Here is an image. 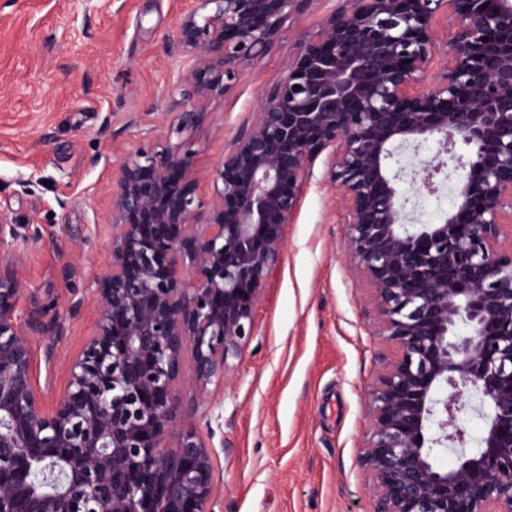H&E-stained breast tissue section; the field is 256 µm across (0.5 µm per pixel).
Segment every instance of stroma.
Listing matches in <instances>:
<instances>
[{
    "mask_svg": "<svg viewBox=\"0 0 512 512\" xmlns=\"http://www.w3.org/2000/svg\"><path fill=\"white\" fill-rule=\"evenodd\" d=\"M342 3L311 0L277 43L240 67L188 138L198 164L214 166L232 148L300 35ZM190 4L0 0V211L43 234L23 272L21 306L55 324V388L97 320L89 303L69 316L68 302L106 264L105 247L79 254L71 243L106 223L122 152L166 141L164 115L181 107L186 66L174 47L177 21ZM347 233L319 157L265 283L256 334L196 411L202 423L220 417L209 441L224 512H373L358 458L370 429L367 394L395 348L374 330Z\"/></svg>",
    "mask_w": 512,
    "mask_h": 512,
    "instance_id": "1",
    "label": "stroma"
}]
</instances>
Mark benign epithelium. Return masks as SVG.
I'll list each match as a JSON object with an SVG mask.
<instances>
[{"mask_svg":"<svg viewBox=\"0 0 512 512\" xmlns=\"http://www.w3.org/2000/svg\"><path fill=\"white\" fill-rule=\"evenodd\" d=\"M309 2L193 0L182 17L193 103L166 113L164 146L119 161L106 267L89 289L98 321L50 404L33 368L40 352L52 360L54 324L20 308L43 235L0 212V512H218L214 447L183 390L223 386L254 336L285 226L325 152L346 254L396 348L369 392L359 456L374 512H512V0H348L301 35L232 149L200 167L183 135ZM434 134L445 158L412 167L417 191L462 175L443 221L418 224L389 160ZM467 393L486 421L472 453L458 424ZM435 448L458 449L457 464L436 468Z\"/></svg>","mask_w":512,"mask_h":512,"instance_id":"7a95c632","label":"benign epithelium"}]
</instances>
